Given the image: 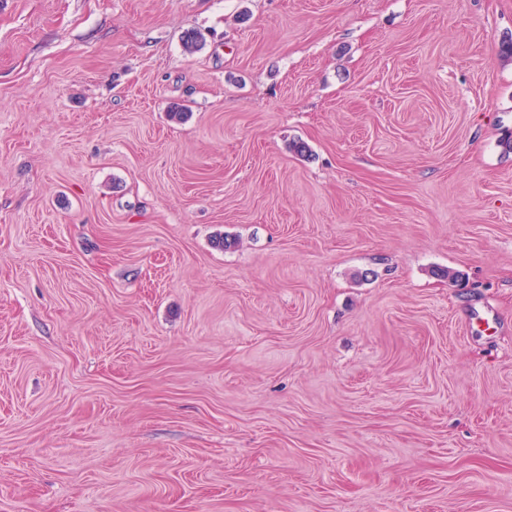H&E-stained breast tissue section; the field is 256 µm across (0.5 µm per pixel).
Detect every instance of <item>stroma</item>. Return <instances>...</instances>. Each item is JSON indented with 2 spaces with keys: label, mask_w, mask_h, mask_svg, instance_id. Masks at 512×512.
I'll return each instance as SVG.
<instances>
[{
  "label": "stroma",
  "mask_w": 512,
  "mask_h": 512,
  "mask_svg": "<svg viewBox=\"0 0 512 512\" xmlns=\"http://www.w3.org/2000/svg\"><path fill=\"white\" fill-rule=\"evenodd\" d=\"M511 37L0 0V512H512Z\"/></svg>",
  "instance_id": "35a3bbf8"
}]
</instances>
